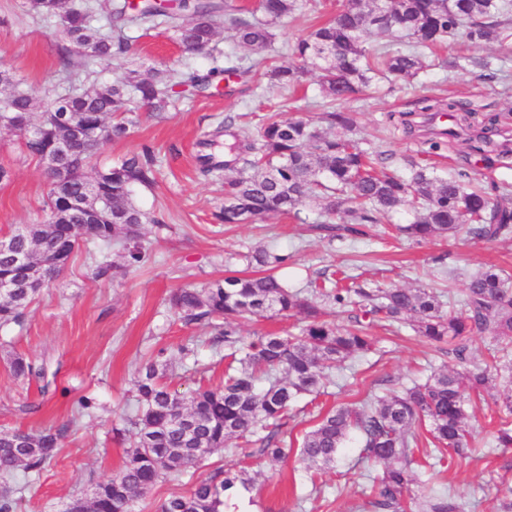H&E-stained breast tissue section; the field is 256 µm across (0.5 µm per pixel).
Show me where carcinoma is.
I'll return each mask as SVG.
<instances>
[{
  "label": "carcinoma",
  "mask_w": 512,
  "mask_h": 512,
  "mask_svg": "<svg viewBox=\"0 0 512 512\" xmlns=\"http://www.w3.org/2000/svg\"><path fill=\"white\" fill-rule=\"evenodd\" d=\"M28 12L40 19L57 18L65 44L59 49V73L65 75L63 92L40 103L33 121L34 98L15 89L0 98V129L18 132L24 126L36 133L19 137L23 153L45 161L62 145L66 158L51 173L52 187L44 208L47 219L23 224L7 237L14 252L24 253L28 265L21 270L13 255L0 253V280L16 283L10 295L0 297V328L19 325L30 304L49 287L45 277L61 274L80 244L96 246L91 254L94 278L104 279L117 269L110 260L119 248L122 270L139 271L147 262L141 244L143 226L156 220L135 202V189H151L158 169L154 152L145 147L89 176L85 167L112 138H121L134 123L140 107L163 112L170 92L189 85L200 92L231 76L246 78L264 71L271 83L285 89L300 84L302 66L320 73L326 97L343 101L358 94L371 75L388 73L401 79L415 76L423 67L418 48L434 49L445 41L505 43L512 38V0H345L324 23L298 39V64L268 63L265 50L270 27L300 7L298 0H260L255 11H246L228 0H185L165 9L153 0H82L68 6L66 0H26ZM237 43L254 55L245 69L230 63L210 67L204 74L175 67L156 69L148 77L137 71L124 73L111 83L96 80L76 83L71 78L73 56L82 59L87 74L107 68L112 60L128 54L132 37L126 29L166 24L178 34L184 53L208 56L219 22ZM401 32L412 40L410 48L369 50L373 34ZM326 127L304 119L269 118L258 131V142L231 131L224 123L214 135L234 139L224 161L213 154L199 156L201 172L231 171L224 176V206L215 214L222 224H244L271 214H299V207L313 202L339 216L342 230L363 235L373 224H385L400 211L413 219L400 231L416 240L451 234L496 240L512 233V207L502 199L512 186L496 187L500 200L463 175L435 176L423 168L405 178L376 164L350 133L356 130L353 113L325 112ZM78 200L81 207L72 206ZM253 263L273 270L286 257L265 248L246 255ZM338 286L331 279L308 282L311 292L329 303L357 308L350 325L338 327L323 319L321 310L301 289L287 286L271 272L258 277L227 275L206 288H175L169 303L187 324L201 325L224 341L230 359L224 384L199 388L185 396L163 382L174 374L175 364L159 350L140 370L136 380V407L125 422L134 435L119 471L95 485L90 501L73 500L67 512H135L136 504L160 481L179 479L210 452L241 440L243 451L254 442L272 461L288 456L274 432L258 430L287 423L289 407L302 395L325 393L328 372L336 364L354 360L371 350L369 329L376 322L409 323L432 344L448 346L458 361H467L472 337L489 332L512 346V288L508 273L491 266L468 280L461 308L445 307L440 295L425 288H367L357 278H344ZM294 311L304 316L296 336L267 335L248 345L238 331V321L260 319L270 312ZM10 369L18 379L45 376L20 354L10 356ZM505 386L494 404L501 415L495 435L498 448L512 447V358L504 354L470 370H440L425 382L383 396H372L358 407L340 406L327 412L306 433L298 448L300 458L314 474L336 467L350 434H356L360 456L378 463L382 472L372 479L371 512H406V498L413 486L427 487L418 501L419 512H465L466 503L420 480V463L414 455L419 442L417 428L426 427L437 463L445 452L459 455L476 448L468 424L470 393L492 380ZM69 431L64 426L38 432L0 430V475L18 469L37 475L56 455ZM250 491L255 478L245 470L218 468L200 476L189 494L165 500L159 512H224L236 485ZM21 489L0 493V512H16Z\"/></svg>",
  "instance_id": "cac0c4a2"
}]
</instances>
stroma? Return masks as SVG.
<instances>
[{"mask_svg":"<svg viewBox=\"0 0 512 512\" xmlns=\"http://www.w3.org/2000/svg\"><path fill=\"white\" fill-rule=\"evenodd\" d=\"M338 5V0H302L301 9L273 27L266 51L270 62L290 60L298 37L325 21ZM60 44L57 19L33 17L25 0H0V52L6 55L16 88L37 99L57 90ZM213 46L212 57L190 56L182 52L173 29H142L132 51L97 79L109 82L130 69L145 74L173 64L203 72L213 58L244 62L250 56L222 30ZM423 60L416 77H375L363 95L344 102V109L358 117L362 148L403 175L424 168L440 177L465 173L487 187L512 185V40L479 46L459 42L436 55L424 53ZM425 97H449L464 106L452 118L455 134L441 139L435 149L425 133L429 115L417 109ZM331 105L312 69L292 95L271 88L260 76L252 77L243 94L227 89L196 94L177 86L166 112L157 116L138 111L127 136L104 146L97 159L101 167L144 147L159 160L155 187L135 195L153 218L142 239L149 259L138 273L97 280L88 247H80L22 324L0 329V429H69L57 457L38 477L0 475V488L28 483L20 512H65L73 499L90 498L97 483L118 471L132 440L125 417L136 403L135 380L158 349H165L171 360H181L180 347L189 337H198L194 358L183 360V367L168 379L170 387L187 392L222 384L223 344L179 320L168 303L173 289L202 288L229 274L259 275L260 266H247L244 257L269 246L287 255L283 274L296 289L306 288L319 273L343 270L372 288L450 290L459 301L468 278L479 270L497 266L512 273V235L494 241L447 236L418 243L378 227L365 236L338 237L331 230L338 216L321 212L313 203L301 206L296 219L269 215L247 224L215 223L213 215L224 203V181L200 170L205 135L228 115L240 117L254 134L269 116L314 119ZM468 109L473 112L469 118L464 115ZM0 165L10 171L9 180L0 183L1 236L42 221L48 175L44 165L23 155L16 135L4 129ZM370 334L372 351L332 371L328 395L297 400L278 434L290 450L286 459L272 463L256 452L246 457L219 449L207 456L201 472L244 467L257 473L249 512H361L379 466L361 459L352 442L333 471L313 477L295 452L302 436L334 406L360 404L456 365L411 325L377 324ZM14 353L45 365L48 393H41L38 381L13 376L8 359ZM495 394V389H485L469 410L470 425L486 445L484 453H448L438 477L466 502V512H493L497 487L512 485V447L490 445L498 425ZM84 397L93 398L96 409L81 418L78 401Z\"/></svg>","mask_w":512,"mask_h":512,"instance_id":"obj_1","label":"stroma"}]
</instances>
